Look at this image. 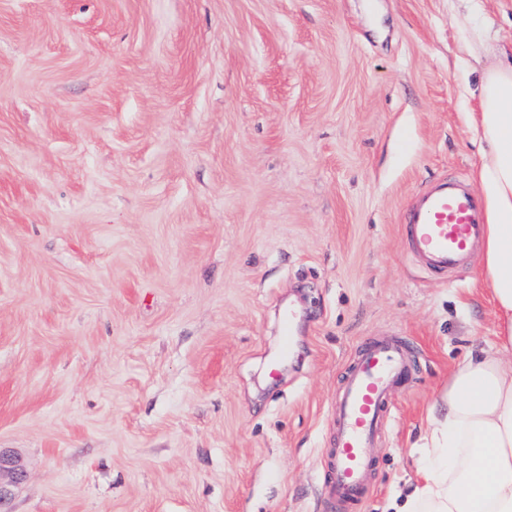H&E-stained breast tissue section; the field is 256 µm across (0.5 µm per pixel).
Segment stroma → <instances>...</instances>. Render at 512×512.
<instances>
[{
  "instance_id": "stroma-1",
  "label": "stroma",
  "mask_w": 512,
  "mask_h": 512,
  "mask_svg": "<svg viewBox=\"0 0 512 512\" xmlns=\"http://www.w3.org/2000/svg\"><path fill=\"white\" fill-rule=\"evenodd\" d=\"M471 35L495 61L512 0H0L11 512H327L336 397L382 339L410 370L347 512L409 490L496 332L477 256L427 275L401 227L480 162Z\"/></svg>"
}]
</instances>
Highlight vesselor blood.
Wrapping results in <instances>:
<instances>
[{
    "label": "vessel or blood",
    "mask_w": 512,
    "mask_h": 512,
    "mask_svg": "<svg viewBox=\"0 0 512 512\" xmlns=\"http://www.w3.org/2000/svg\"><path fill=\"white\" fill-rule=\"evenodd\" d=\"M408 250L429 272L452 273L473 252L484 232L478 194L458 179L441 180L417 194L403 223ZM409 366L389 340L364 345L354 356L336 401V446L330 452L329 505L346 507L367 488L371 450L385 426L389 395Z\"/></svg>",
    "instance_id": "obj_1"
}]
</instances>
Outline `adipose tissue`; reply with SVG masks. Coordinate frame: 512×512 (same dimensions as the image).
I'll use <instances>...</instances> for the list:
<instances>
[{
  "mask_svg": "<svg viewBox=\"0 0 512 512\" xmlns=\"http://www.w3.org/2000/svg\"><path fill=\"white\" fill-rule=\"evenodd\" d=\"M465 122L481 155L473 179L496 341L450 373L428 418L420 479L396 512H512V55L484 69Z\"/></svg>",
  "mask_w": 512,
  "mask_h": 512,
  "instance_id": "obj_1",
  "label": "adipose tissue"
}]
</instances>
